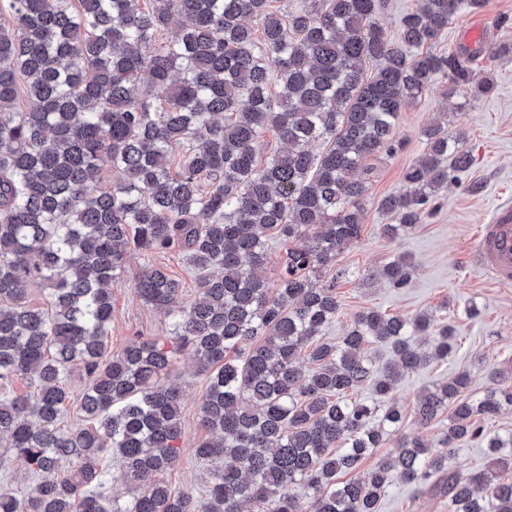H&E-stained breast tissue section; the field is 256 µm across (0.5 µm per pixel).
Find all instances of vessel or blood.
I'll return each mask as SVG.
<instances>
[{
    "mask_svg": "<svg viewBox=\"0 0 512 512\" xmlns=\"http://www.w3.org/2000/svg\"><path fill=\"white\" fill-rule=\"evenodd\" d=\"M475 256L492 281L512 283V207L499 208L492 223L479 227Z\"/></svg>",
    "mask_w": 512,
    "mask_h": 512,
    "instance_id": "1",
    "label": "vessel or blood"
}]
</instances>
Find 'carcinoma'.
<instances>
[{
	"instance_id": "carcinoma-1",
	"label": "carcinoma",
	"mask_w": 512,
	"mask_h": 512,
	"mask_svg": "<svg viewBox=\"0 0 512 512\" xmlns=\"http://www.w3.org/2000/svg\"><path fill=\"white\" fill-rule=\"evenodd\" d=\"M461 3L418 0L390 38L379 0L290 11L273 0H0L13 20L0 23V449L33 475L22 492L0 487V512H377L394 475L420 489L437 480L448 512H512V482L496 479L512 465V433L478 425L512 406V387L474 399L466 371L417 397L420 426L448 412L440 448L400 437L367 476L336 482L399 432L402 410L386 404L399 380L457 341L428 313L367 310L328 343L340 300L335 284L313 282L360 236L359 170L399 149L403 107L437 77L450 98L492 90L460 56L431 50ZM270 131L280 146L260 164ZM423 135L410 190L380 202L390 237L424 223L470 167L448 128ZM269 239L287 246L274 290L261 275ZM137 249L187 253L198 294L184 301L181 281L145 262L134 294L166 334L110 356L111 284ZM412 273L401 255L373 276L400 289ZM371 345L392 359L379 363ZM185 350L208 380L194 455L230 460L197 496L146 481L179 465L182 392L163 377ZM75 369L88 385L68 425ZM19 381L28 391L15 392ZM365 383L371 405L348 398ZM467 437L486 440L491 461L461 475L453 443ZM112 455L134 488L124 502L96 464Z\"/></svg>"
}]
</instances>
